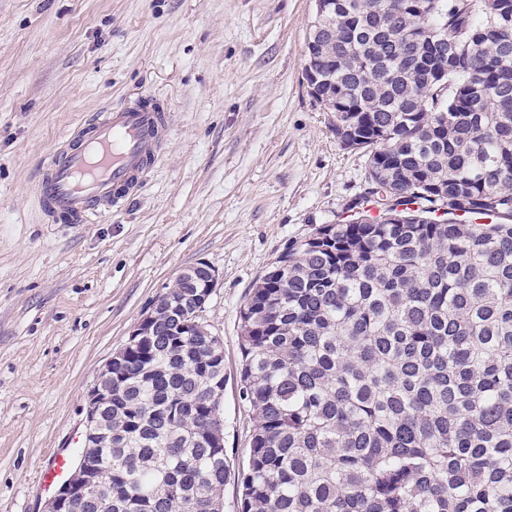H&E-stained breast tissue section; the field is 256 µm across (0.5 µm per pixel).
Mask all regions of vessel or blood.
Instances as JSON below:
<instances>
[{
  "instance_id": "obj_1",
  "label": "vessel or blood",
  "mask_w": 512,
  "mask_h": 512,
  "mask_svg": "<svg viewBox=\"0 0 512 512\" xmlns=\"http://www.w3.org/2000/svg\"><path fill=\"white\" fill-rule=\"evenodd\" d=\"M170 130V113L156 95L97 113L52 155L39 174L37 197L50 223L84 224L125 204L157 165ZM68 458L50 451L41 482H55Z\"/></svg>"
}]
</instances>
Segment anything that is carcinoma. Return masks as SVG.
I'll use <instances>...</instances> for the list:
<instances>
[{
	"mask_svg": "<svg viewBox=\"0 0 512 512\" xmlns=\"http://www.w3.org/2000/svg\"><path fill=\"white\" fill-rule=\"evenodd\" d=\"M307 41L379 214L288 244L246 297L241 512H512V0H320ZM203 281L112 365L75 512H219L222 348L179 329Z\"/></svg>",
	"mask_w": 512,
	"mask_h": 512,
	"instance_id": "1",
	"label": "carcinoma"
}]
</instances>
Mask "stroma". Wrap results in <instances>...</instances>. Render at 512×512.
Instances as JSON below:
<instances>
[{
	"label": "stroma",
	"mask_w": 512,
	"mask_h": 512,
	"mask_svg": "<svg viewBox=\"0 0 512 512\" xmlns=\"http://www.w3.org/2000/svg\"><path fill=\"white\" fill-rule=\"evenodd\" d=\"M314 0H0V512H43L45 449L77 453L86 398L179 272L218 285L201 314L224 347V512L251 421L240 308L290 242L346 219L366 187L309 92ZM171 110L159 163L124 207L51 224L35 181L94 114L140 93Z\"/></svg>",
	"instance_id": "35a3bbf8"
}]
</instances>
